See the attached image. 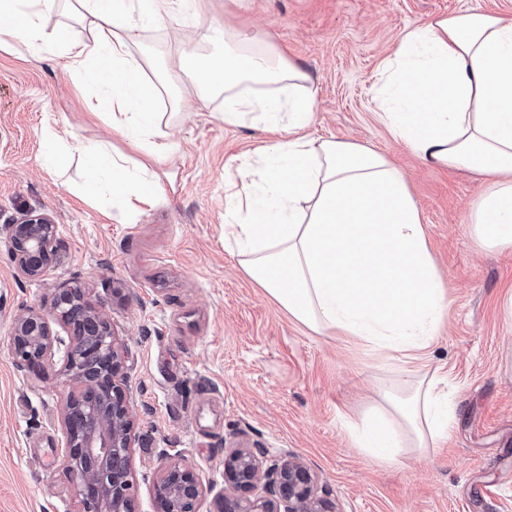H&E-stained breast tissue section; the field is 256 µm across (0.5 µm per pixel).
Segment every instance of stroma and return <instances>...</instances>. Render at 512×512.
<instances>
[{
    "instance_id": "35a3bbf8",
    "label": "stroma",
    "mask_w": 512,
    "mask_h": 512,
    "mask_svg": "<svg viewBox=\"0 0 512 512\" xmlns=\"http://www.w3.org/2000/svg\"><path fill=\"white\" fill-rule=\"evenodd\" d=\"M473 8L512 18V0H198L194 14L143 31L137 46L159 66L175 50L172 27L262 26L310 78L308 135L372 148L405 174L450 300L428 370L447 383L457 414L448 436L421 454L403 449L392 464L358 448L349 425L375 411L381 385L412 380L416 363L309 330L224 242L226 195L242 164L279 133L224 125L221 98L199 105L164 128L178 144L165 167L171 179L128 224L111 198L83 195L80 146H125L108 122L91 119L94 89L62 55L35 63L19 48H0V229L25 212L48 214L57 226L42 278L20 274L0 245V512L78 508L58 463L59 366L22 368L9 346L18 315L47 308L74 282L103 304L126 350L135 512H155L161 471L177 460L205 488L199 512H215L229 491L224 456L232 448L299 458L340 512H512V256L482 247L471 229L487 180L425 165L374 102L382 67L408 30ZM51 122L77 143L54 172L41 164V132Z\"/></svg>"
}]
</instances>
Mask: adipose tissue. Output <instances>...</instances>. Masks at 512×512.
Wrapping results in <instances>:
<instances>
[{
  "label": "adipose tissue",
  "instance_id": "1",
  "mask_svg": "<svg viewBox=\"0 0 512 512\" xmlns=\"http://www.w3.org/2000/svg\"><path fill=\"white\" fill-rule=\"evenodd\" d=\"M195 0H74L87 34L47 29L56 0H0L10 37L40 61L68 58L101 91L88 110L127 139L136 156L81 147L85 191L111 194L128 219L163 191L157 170L174 151L159 143L210 94L224 96L225 125L287 132L267 146L231 199V236L245 272L297 322L349 336L385 355L428 349L448 308L403 174L380 152L306 136L315 107L307 76L273 50L264 30L208 26L178 45L157 71L135 47L141 31L193 9ZM382 122L424 163L484 175L474 233L512 252V18L483 12L440 16L402 38L381 72ZM455 410L437 377L387 389L374 418L353 425L359 447L384 462L402 448L443 437Z\"/></svg>",
  "mask_w": 512,
  "mask_h": 512
}]
</instances>
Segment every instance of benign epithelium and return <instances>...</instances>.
<instances>
[{
	"instance_id": "1",
	"label": "benign epithelium",
	"mask_w": 512,
	"mask_h": 512,
	"mask_svg": "<svg viewBox=\"0 0 512 512\" xmlns=\"http://www.w3.org/2000/svg\"><path fill=\"white\" fill-rule=\"evenodd\" d=\"M56 234L50 215L29 212L5 226L4 243L20 272L37 279L51 267ZM54 324L68 328L71 341L57 336ZM9 345L27 369L62 350L65 444L59 462L74 486L77 512H134L129 479L133 407L125 386L126 361L103 305L85 288H60L48 310L14 320ZM224 479L236 495L222 497L220 512H339L299 460L269 465L260 448H234L225 455ZM261 482L267 495L252 496ZM203 494L193 469L172 461L157 486V512H197Z\"/></svg>"
}]
</instances>
